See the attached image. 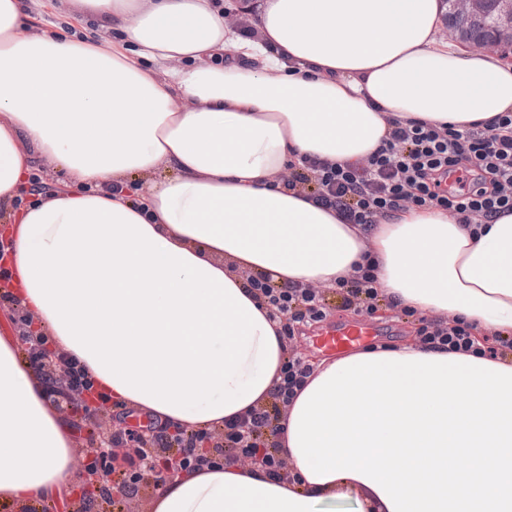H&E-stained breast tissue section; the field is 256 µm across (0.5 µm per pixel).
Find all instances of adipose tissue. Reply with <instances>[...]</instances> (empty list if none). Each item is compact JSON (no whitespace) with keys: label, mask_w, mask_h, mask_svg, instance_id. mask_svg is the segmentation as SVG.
<instances>
[{"label":"adipose tissue","mask_w":512,"mask_h":512,"mask_svg":"<svg viewBox=\"0 0 512 512\" xmlns=\"http://www.w3.org/2000/svg\"><path fill=\"white\" fill-rule=\"evenodd\" d=\"M59 18L37 32L44 8ZM439 0H258L265 42L211 0H0V200L34 158L61 189L9 230L16 295L114 399L186 429L264 403L285 351L238 273L335 286L372 262L419 315L512 331V212L471 228L435 207L363 230L288 189L303 157L356 162L389 118L466 130L512 112V64L438 41ZM123 184L122 193L111 191ZM0 333V503L76 482L74 440ZM292 482L256 466L166 477L148 512H390L351 477Z\"/></svg>","instance_id":"obj_1"}]
</instances>
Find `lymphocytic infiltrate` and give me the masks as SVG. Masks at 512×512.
Returning <instances> with one entry per match:
<instances>
[{
	"label": "lymphocytic infiltrate",
	"instance_id": "lymphocytic-infiltrate-1",
	"mask_svg": "<svg viewBox=\"0 0 512 512\" xmlns=\"http://www.w3.org/2000/svg\"><path fill=\"white\" fill-rule=\"evenodd\" d=\"M387 139L364 162L348 164L303 159L290 167L287 187L300 190L314 204L337 213L344 223L371 229L399 210L437 207L462 224H488L497 215L512 211V113L504 112L482 129L459 130L454 125H432L389 119ZM254 298L270 317L279 319L281 345H289L302 327L322 322L330 313L329 294L338 307L367 316L389 302L377 286L373 266H358L331 290L309 284L277 285L262 275L245 279ZM422 348L451 352L480 351L471 324L420 318ZM46 336L21 341L29 364L46 385L64 376L70 389L84 393L94 388L85 365L67 355L48 352ZM311 373L310 364L287 354L269 400L254 406L243 417L218 429L187 430L152 419L138 430L126 428L125 404L100 394L112 406L116 423L112 444L131 446L135 453L123 468H115L103 452L94 454L91 467L100 474L97 496L75 501V512H128V503L140 494L159 488L164 473H151L159 461L173 470L200 469L216 464L234 465L250 459L273 480L291 481L292 474L281 450L286 409Z\"/></svg>",
	"mask_w": 512,
	"mask_h": 512
}]
</instances>
